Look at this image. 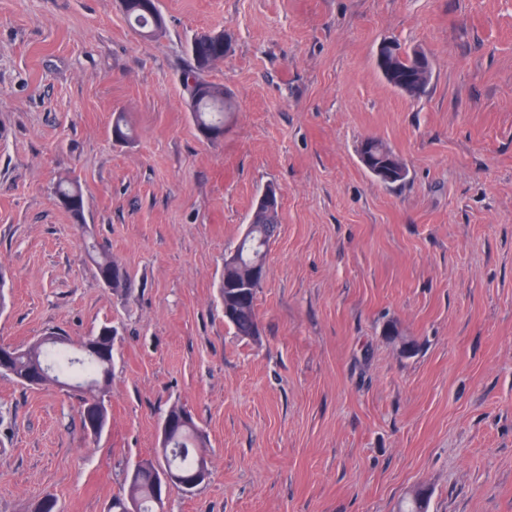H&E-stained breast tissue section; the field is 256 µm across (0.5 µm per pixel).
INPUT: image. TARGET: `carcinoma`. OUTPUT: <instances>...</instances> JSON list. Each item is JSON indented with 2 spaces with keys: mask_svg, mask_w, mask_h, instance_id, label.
I'll use <instances>...</instances> for the list:
<instances>
[{
  "mask_svg": "<svg viewBox=\"0 0 512 512\" xmlns=\"http://www.w3.org/2000/svg\"><path fill=\"white\" fill-rule=\"evenodd\" d=\"M151 13L132 9L126 14L128 25L137 33L150 38L163 35L164 19L157 8L156 0H151ZM189 55L192 63L184 72V86L188 93L187 105L192 112L194 125H202L212 131L211 138L224 136V118L234 111V103L224 87L206 81L202 74L224 59V32L212 35L208 39L196 35L190 41ZM418 70L413 65L402 64L400 69L385 76V80L394 88L411 97L423 94L429 78L414 79ZM55 193L63 199L73 200L68 207L74 215L84 213V195L77 182L62 179L55 186ZM279 225V213L274 210L255 218L252 237L239 243L235 252L243 264H248L267 255L272 239L276 236ZM90 259L97 269L114 267L119 262L99 242L92 241L86 245ZM261 285L248 289L243 301L229 305V292H224V307H233L231 315L224 316V322L231 326L236 335L255 340L260 336L257 329L258 315L256 295ZM10 376L19 379L24 373H39L40 386L75 384L84 389L82 401L84 407L104 398L112 386V355L102 358L97 355L87 356L64 334L54 336L47 344L31 345L17 349L11 367ZM203 435L201 429L192 427H175L171 446L160 448L153 459L138 462L126 478L124 494L112 500V512H125L127 499L133 498L139 504V512H158L155 498L154 479L158 469L170 466L190 475L199 464L197 455L198 438Z\"/></svg>",
  "mask_w": 512,
  "mask_h": 512,
  "instance_id": "1",
  "label": "carcinoma"
}]
</instances>
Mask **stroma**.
Masks as SVG:
<instances>
[{
  "label": "stroma",
  "mask_w": 512,
  "mask_h": 512,
  "mask_svg": "<svg viewBox=\"0 0 512 512\" xmlns=\"http://www.w3.org/2000/svg\"><path fill=\"white\" fill-rule=\"evenodd\" d=\"M158 7L146 41L119 0H0V344L112 329L100 438L80 395L0 376V512L48 492L107 512L175 406L210 477L168 512H397L420 485L428 512H512V0ZM220 30L204 78L235 110L208 141L182 75L190 39ZM384 41L427 53L424 94L385 81ZM369 138L404 181L366 172ZM64 178L82 220L53 194ZM270 185L253 341L224 322V258ZM88 236L129 293L102 283ZM371 143L368 142L365 144V142L362 144L361 146V150H360V157H361V160L367 165L369 166L370 168H373L377 178L379 181L383 182V181H387L393 177H396V175L394 174V171L391 170V169H385V168H382V167H379V166H375V159L374 157L371 155L370 152H368L367 150V146L368 144ZM379 145H380V148L379 150H377V154L379 155L380 157V161H394L396 162L397 164H399L403 169H404V172L406 174V171H405V168L403 166V163L402 161L391 151L390 148H388L383 142L379 141ZM405 174L403 175V177L398 180V181H394V182H383L382 184L384 185H391V184H394L396 182H400L404 179L405 177ZM55 193L62 199H72V206L68 207L76 216L84 213V195L77 182L71 179H62L55 186ZM90 244L86 245V249L89 253L90 259L96 265L98 272L102 268L118 266L123 269V274L113 284L112 289L121 292L127 288H131V277L126 270L118 261L112 258V254L100 243L95 241H89Z\"/></svg>",
  "instance_id": "obj_1"
}]
</instances>
